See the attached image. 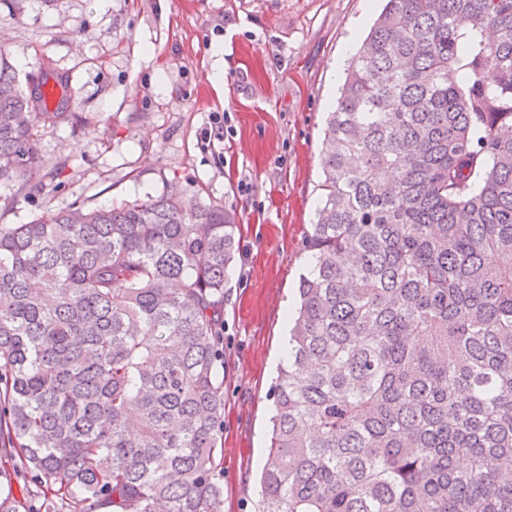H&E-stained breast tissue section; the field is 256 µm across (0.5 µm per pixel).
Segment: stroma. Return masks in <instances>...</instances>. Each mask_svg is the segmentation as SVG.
Instances as JSON below:
<instances>
[{
    "label": "stroma",
    "mask_w": 512,
    "mask_h": 512,
    "mask_svg": "<svg viewBox=\"0 0 512 512\" xmlns=\"http://www.w3.org/2000/svg\"><path fill=\"white\" fill-rule=\"evenodd\" d=\"M382 0H24L0 5L20 85L67 78L72 117L35 131L44 178L0 181V224L155 197L235 210L224 287V512H255L272 386L318 203L321 133ZM224 83L215 86L213 73ZM224 139L205 145L213 114Z\"/></svg>",
    "instance_id": "obj_1"
}]
</instances>
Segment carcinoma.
Masks as SVG:
<instances>
[{"instance_id":"obj_1","label":"carcinoma","mask_w":512,"mask_h":512,"mask_svg":"<svg viewBox=\"0 0 512 512\" xmlns=\"http://www.w3.org/2000/svg\"><path fill=\"white\" fill-rule=\"evenodd\" d=\"M45 84L0 48V179ZM256 512H512V0H386L323 131ZM234 212L171 190L0 225V490L224 512Z\"/></svg>"}]
</instances>
